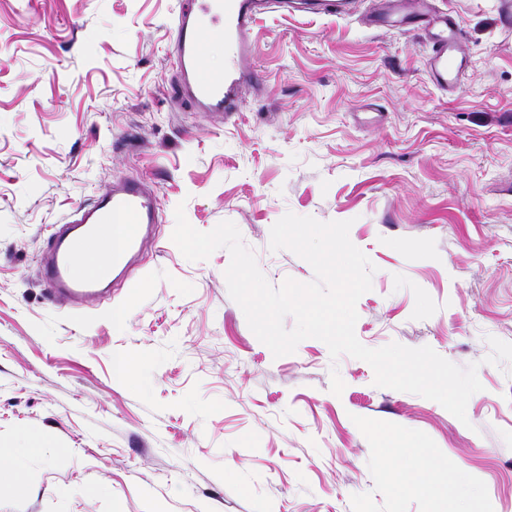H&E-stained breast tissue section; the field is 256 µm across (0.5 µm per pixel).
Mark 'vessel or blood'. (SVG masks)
<instances>
[{"mask_svg": "<svg viewBox=\"0 0 512 512\" xmlns=\"http://www.w3.org/2000/svg\"><path fill=\"white\" fill-rule=\"evenodd\" d=\"M308 10L324 16H345L354 10L353 0H181L173 29L174 65L179 81L175 95L187 98L202 112L232 117L239 110L244 86L259 85L254 64V28L270 11ZM372 21L397 25L419 23L432 30L428 59L430 80L447 90L448 77L468 66L465 41L454 20L430 11L426 0H378ZM224 46V67L210 68L212 43ZM159 221L157 193L134 178L113 182L88 207L75 211L57 225L42 263L40 278L49 299L75 303L95 302L109 292L140 251L145 229ZM131 225L132 231L109 248L107 255L78 265L76 258L99 241L105 225Z\"/></svg>", "mask_w": 512, "mask_h": 512, "instance_id": "1", "label": "vessel or blood"}]
</instances>
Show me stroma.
Listing matches in <instances>:
<instances>
[{"label": "stroma", "instance_id": "1", "mask_svg": "<svg viewBox=\"0 0 512 512\" xmlns=\"http://www.w3.org/2000/svg\"><path fill=\"white\" fill-rule=\"evenodd\" d=\"M179 2L0 0V448L46 440L0 512H512V0H432L470 58L445 92L418 25L265 17L231 121L172 96ZM122 177L156 188L153 239L111 300L51 301L53 225ZM180 205L233 222L275 287L314 278L269 248L283 215L351 221L375 267L358 340L476 365L467 422L320 340L274 357L229 252L173 243Z\"/></svg>", "mask_w": 512, "mask_h": 512}]
</instances>
